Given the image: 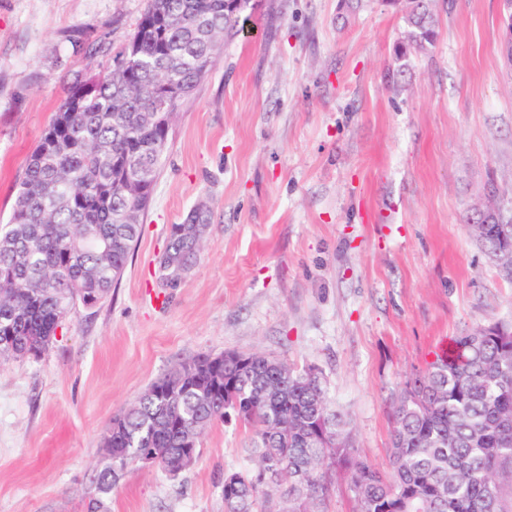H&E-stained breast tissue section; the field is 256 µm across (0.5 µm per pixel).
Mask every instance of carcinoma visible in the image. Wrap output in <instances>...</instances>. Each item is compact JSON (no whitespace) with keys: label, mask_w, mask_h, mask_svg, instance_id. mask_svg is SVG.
Wrapping results in <instances>:
<instances>
[{"label":"carcinoma","mask_w":512,"mask_h":512,"mask_svg":"<svg viewBox=\"0 0 512 512\" xmlns=\"http://www.w3.org/2000/svg\"><path fill=\"white\" fill-rule=\"evenodd\" d=\"M148 0L107 72L77 84L28 155L8 223L0 226V361L43 352L75 302L96 307L122 277L140 235L171 125L223 49L246 0ZM408 49L437 38L434 0L405 6ZM198 224L175 227L172 255L196 259ZM256 436L257 466L224 473L226 512H322L344 472L357 512H512V327H478L408 378L393 406L390 472L361 459L330 408L322 374L263 353L198 355L115 416L112 460L147 448L166 464L216 421Z\"/></svg>","instance_id":"1"}]
</instances>
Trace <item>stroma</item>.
Listing matches in <instances>:
<instances>
[{"mask_svg":"<svg viewBox=\"0 0 512 512\" xmlns=\"http://www.w3.org/2000/svg\"><path fill=\"white\" fill-rule=\"evenodd\" d=\"M347 3L248 0L172 124L122 278L40 357L0 363V512H86L113 416L199 354L319 368L357 454L386 468L405 378L512 323V277L465 222L490 189L512 197L500 0H438L437 41L396 84L402 4ZM146 6L0 0V221L59 105ZM197 213L202 249L169 280L173 228ZM254 439L215 423L178 477L138 467L99 495L105 512H225Z\"/></svg>","mask_w":512,"mask_h":512,"instance_id":"1","label":"stroma"}]
</instances>
